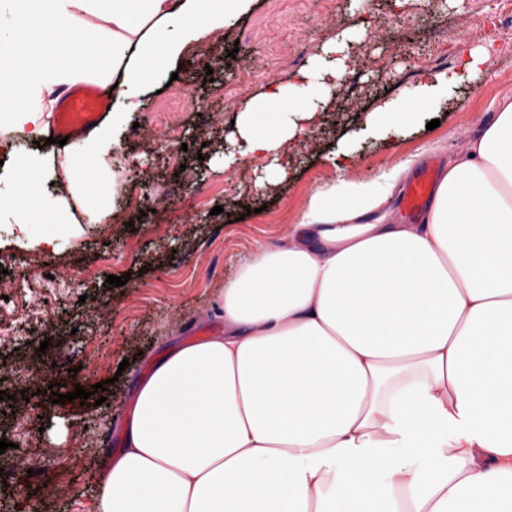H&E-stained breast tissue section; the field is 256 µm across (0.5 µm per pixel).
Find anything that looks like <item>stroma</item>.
Returning <instances> with one entry per match:
<instances>
[{"instance_id": "35a3bbf8", "label": "stroma", "mask_w": 512, "mask_h": 512, "mask_svg": "<svg viewBox=\"0 0 512 512\" xmlns=\"http://www.w3.org/2000/svg\"><path fill=\"white\" fill-rule=\"evenodd\" d=\"M371 19L366 39L353 42L348 72L330 90V111L301 146L282 157L284 176L265 193L257 171L225 167L224 143L237 102L270 84H288L307 67L325 37L351 20ZM485 45L483 73L458 81L448 100L428 105L410 98L421 72L454 74L461 44ZM407 94L421 126L351 142L368 110ZM512 99V24L497 0H253L222 36L190 43L155 85L147 88L129 125L116 130L119 147L105 164L82 158L80 143L61 149L97 182L118 219L98 221L96 206L69 208L75 230L51 252L27 249L50 226L43 214L26 225L0 223V258L10 300L52 301L50 315L10 327L0 343V512H90L97 480L123 446L135 391L155 361L173 347L220 333L215 312L225 285L259 249L284 242L311 188L337 177L328 157L350 144L351 176L366 179L409 163V180L427 166L443 169L465 154L500 103ZM182 130L188 146L179 162L161 158L147 131L157 109ZM439 120L434 130L426 124ZM0 195L21 185L18 160L38 147L25 134H0ZM221 214H213L214 206ZM49 267L48 287L26 276ZM128 275L107 287L110 275ZM48 349H41V341ZM106 382V400L55 404L46 390L91 389ZM40 467L19 469L20 460Z\"/></svg>"}]
</instances>
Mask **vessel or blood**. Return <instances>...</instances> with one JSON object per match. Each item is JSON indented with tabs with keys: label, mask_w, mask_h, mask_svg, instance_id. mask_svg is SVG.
I'll return each mask as SVG.
<instances>
[{
	"label": "vessel or blood",
	"mask_w": 512,
	"mask_h": 512,
	"mask_svg": "<svg viewBox=\"0 0 512 512\" xmlns=\"http://www.w3.org/2000/svg\"><path fill=\"white\" fill-rule=\"evenodd\" d=\"M109 99L100 87L89 83L62 92L56 102L50 121L49 134L54 139H77L88 127L103 119ZM434 175L426 173L406 190L403 204L412 214L426 204L432 189Z\"/></svg>",
	"instance_id": "obj_1"
}]
</instances>
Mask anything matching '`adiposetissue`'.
Instances as JSON below:
<instances>
[{
  "label": "adipose tissue",
  "mask_w": 512,
  "mask_h": 512,
  "mask_svg": "<svg viewBox=\"0 0 512 512\" xmlns=\"http://www.w3.org/2000/svg\"><path fill=\"white\" fill-rule=\"evenodd\" d=\"M251 0H0V129L45 131V98L83 81L75 46L110 38L123 108L83 154L105 163L113 127L172 58L220 32ZM178 19L184 43L164 22ZM360 19L288 85L240 100L225 165L277 172L300 128L284 99L319 94ZM22 190L0 220L45 212L70 232L79 190L101 223L100 187L55 153L19 162ZM406 165L310 190L281 245L258 251L219 304L224 329L179 346L137 387L124 446L92 512H512V101L451 161L415 224L382 208Z\"/></svg>",
  "instance_id": "obj_1"
}]
</instances>
